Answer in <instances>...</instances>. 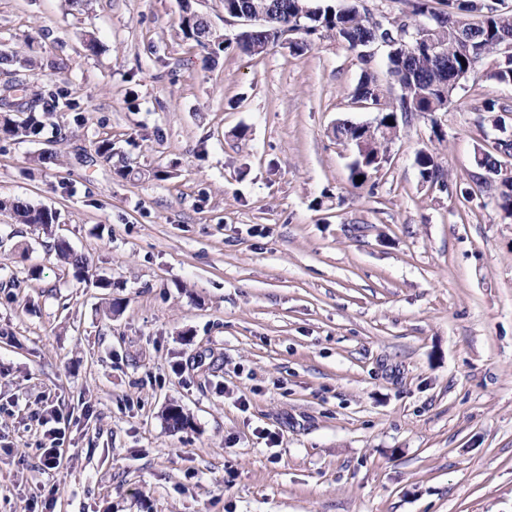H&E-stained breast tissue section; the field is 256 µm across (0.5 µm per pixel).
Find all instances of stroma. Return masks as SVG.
<instances>
[{"mask_svg": "<svg viewBox=\"0 0 512 512\" xmlns=\"http://www.w3.org/2000/svg\"><path fill=\"white\" fill-rule=\"evenodd\" d=\"M196 8L224 37L207 69L179 0H0V44L60 95L40 136L0 139V196L58 214L0 212V512L50 483L54 512H512V218L461 194L512 86L401 123L356 189L332 135L374 117L355 53L251 57L224 0ZM37 408L70 420L57 474ZM416 161L421 178L425 183L441 188L447 186L445 170L437 163L433 154L427 151H420L417 154ZM0 211L10 213L17 224L51 226L57 221L55 211L15 198H0Z\"/></svg>", "mask_w": 512, "mask_h": 512, "instance_id": "35a3bbf8", "label": "stroma"}]
</instances>
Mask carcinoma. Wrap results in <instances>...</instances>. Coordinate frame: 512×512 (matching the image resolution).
I'll return each instance as SVG.
<instances>
[{
	"label": "carcinoma",
	"instance_id": "carcinoma-1",
	"mask_svg": "<svg viewBox=\"0 0 512 512\" xmlns=\"http://www.w3.org/2000/svg\"><path fill=\"white\" fill-rule=\"evenodd\" d=\"M433 0H407L408 11L386 24L381 30L371 24L369 17L378 13L374 4L357 0L351 7L343 8L332 0H224V13L228 16L237 11H251L259 6L267 15V25L258 31L252 41L237 40V47L249 56H261L275 43H267L270 30L292 31L289 50L301 55L312 45V37H332L347 49L358 53L380 39L393 41L389 45L387 72L399 85L401 94L397 103L387 101L386 89L378 75L367 67L353 90V98L370 105L375 118L385 124L389 133L398 136L399 118L410 114L445 112L457 92L456 79L483 77L498 83L512 85V56L502 51L505 38L512 35V14L500 12L482 0H439L442 8L432 5ZM180 28L186 40L194 43L202 52L224 41L219 35L202 37L208 26L207 20L196 14L192 4L182 5ZM435 43L443 51L436 57L428 52ZM492 61L489 69L474 70V61ZM27 70L35 65L32 58L19 52L0 55V65ZM58 100L53 93L33 91L23 82H6L0 86V138H32L43 130V116L55 109ZM483 112L495 125L503 126V114L511 113L512 107L496 101H486ZM365 126L348 119H340L333 127L337 141L344 144L364 142L350 164L349 179L353 187L360 188L378 172V166L388 151L392 139L381 137L375 141L364 138ZM512 156V140L496 142L490 150L475 153L476 168H502L501 158ZM416 161L421 178L431 186L446 187L445 170L433 154L421 151ZM362 176L359 182L355 177ZM501 209L512 216V178L505 177L496 185ZM0 211L8 212L17 224L50 226L57 221V213L44 207H35L15 198H0ZM58 258L75 268L76 273L85 271V261L76 256L66 242L55 245Z\"/></svg>",
	"mask_w": 512,
	"mask_h": 512
}]
</instances>
